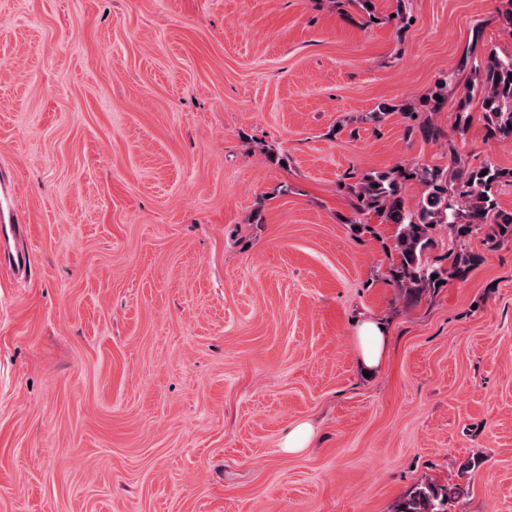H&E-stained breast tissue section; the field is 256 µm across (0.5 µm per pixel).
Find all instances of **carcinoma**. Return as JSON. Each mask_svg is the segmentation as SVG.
Returning a JSON list of instances; mask_svg holds the SVG:
<instances>
[{"label": "carcinoma", "instance_id": "obj_1", "mask_svg": "<svg viewBox=\"0 0 512 512\" xmlns=\"http://www.w3.org/2000/svg\"><path fill=\"white\" fill-rule=\"evenodd\" d=\"M477 92L488 126L503 138H512V58H501L491 52L482 65L474 67ZM442 102L432 96L425 104L412 102L381 105L371 113L373 121L396 112L406 120L405 133H420L424 138L438 137L431 113ZM448 173L425 165L394 166L387 171L372 172L350 186L354 197L353 208L357 215H376L380 223L395 226L393 250L396 259L391 261L390 277L408 291L438 287L444 276L463 273L471 266L473 257L463 250L448 252V268H433L423 260L425 252L435 241L432 230L439 224L457 236L477 233L488 225L489 215L495 209L494 188L512 172L504 171L490 163L469 170L460 166ZM418 182L424 189L415 207L406 204L403 185ZM486 241L498 245L512 240V214L498 212ZM472 466L465 464L458 472V481L446 485L432 482L418 485L401 499L394 512H451L450 507L467 493L463 478Z\"/></svg>", "mask_w": 512, "mask_h": 512}]
</instances>
